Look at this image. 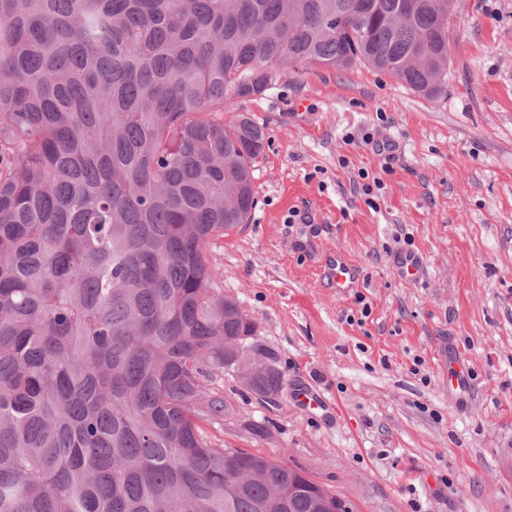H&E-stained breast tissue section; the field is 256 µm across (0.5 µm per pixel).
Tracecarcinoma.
Instances as JSON below:
<instances>
[{
	"mask_svg": "<svg viewBox=\"0 0 512 512\" xmlns=\"http://www.w3.org/2000/svg\"><path fill=\"white\" fill-rule=\"evenodd\" d=\"M448 0H0V512H347L212 439L284 387L210 246L267 143L224 101L364 64L434 99Z\"/></svg>",
	"mask_w": 512,
	"mask_h": 512,
	"instance_id": "carcinoma-1",
	"label": "carcinoma"
}]
</instances>
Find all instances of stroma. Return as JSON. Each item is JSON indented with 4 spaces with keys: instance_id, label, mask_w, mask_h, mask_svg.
<instances>
[{
    "instance_id": "stroma-1",
    "label": "stroma",
    "mask_w": 512,
    "mask_h": 512,
    "mask_svg": "<svg viewBox=\"0 0 512 512\" xmlns=\"http://www.w3.org/2000/svg\"><path fill=\"white\" fill-rule=\"evenodd\" d=\"M448 44L434 100L361 64L310 66L226 103L269 144L249 223L211 253L286 384L268 407L225 377L239 415L212 435L303 469L348 512H512V0H456ZM376 139L397 147L389 171ZM362 170L382 180L372 195ZM295 213L320 220L315 251L295 248ZM333 250L360 268L357 292L321 275ZM406 253L422 278L401 276ZM446 356L469 366V402L444 387ZM303 388L324 406L300 405ZM260 420L265 441L245 428Z\"/></svg>"
}]
</instances>
